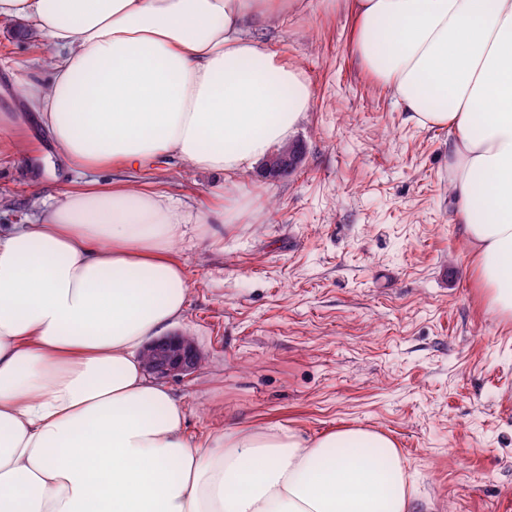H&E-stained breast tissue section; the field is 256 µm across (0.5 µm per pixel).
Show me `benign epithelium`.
I'll return each mask as SVG.
<instances>
[{"mask_svg": "<svg viewBox=\"0 0 512 512\" xmlns=\"http://www.w3.org/2000/svg\"><path fill=\"white\" fill-rule=\"evenodd\" d=\"M142 359L148 374L167 379L192 375L200 368L203 356L191 337L175 333L148 343Z\"/></svg>", "mask_w": 512, "mask_h": 512, "instance_id": "benign-epithelium-1", "label": "benign epithelium"}]
</instances>
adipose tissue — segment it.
<instances>
[{"instance_id": "1", "label": "adipose tissue", "mask_w": 512, "mask_h": 512, "mask_svg": "<svg viewBox=\"0 0 512 512\" xmlns=\"http://www.w3.org/2000/svg\"><path fill=\"white\" fill-rule=\"evenodd\" d=\"M353 51L406 120L451 137L452 221L512 318V0H349ZM304 0H0L52 49L17 78L75 173L177 157L237 184L314 104L264 38ZM244 196L205 210L86 183L0 227V512H413L383 432L317 439L230 428L198 440L140 350L183 316L172 257L189 224L216 243Z\"/></svg>"}]
</instances>
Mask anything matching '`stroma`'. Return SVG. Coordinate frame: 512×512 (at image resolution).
I'll use <instances>...</instances> for the list:
<instances>
[{"mask_svg": "<svg viewBox=\"0 0 512 512\" xmlns=\"http://www.w3.org/2000/svg\"><path fill=\"white\" fill-rule=\"evenodd\" d=\"M353 30L320 0L274 24L269 48L315 92L288 177L255 171L236 189L176 158L89 177L201 209L236 191L251 202L223 243L191 224L173 248L190 282L176 329L204 357L166 381L190 436L372 427L413 472L416 512H512V320L490 308L450 221L447 129L405 122L355 57ZM50 53L33 22L0 21V116L32 142L0 165V225L34 222L36 197L77 179L62 163L43 171L36 157L52 144L9 87L19 64Z\"/></svg>", "mask_w": 512, "mask_h": 512, "instance_id": "35a3bbf8", "label": "stroma"}]
</instances>
